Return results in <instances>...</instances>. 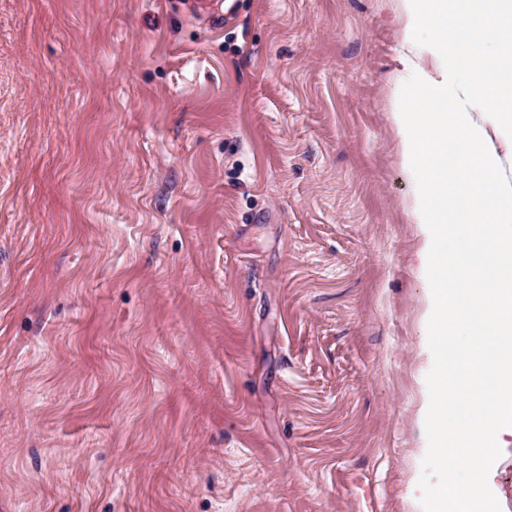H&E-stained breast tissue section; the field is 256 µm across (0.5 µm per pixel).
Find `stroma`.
Listing matches in <instances>:
<instances>
[{
    "mask_svg": "<svg viewBox=\"0 0 512 512\" xmlns=\"http://www.w3.org/2000/svg\"><path fill=\"white\" fill-rule=\"evenodd\" d=\"M395 0H0V512H423Z\"/></svg>",
    "mask_w": 512,
    "mask_h": 512,
    "instance_id": "stroma-1",
    "label": "stroma"
}]
</instances>
